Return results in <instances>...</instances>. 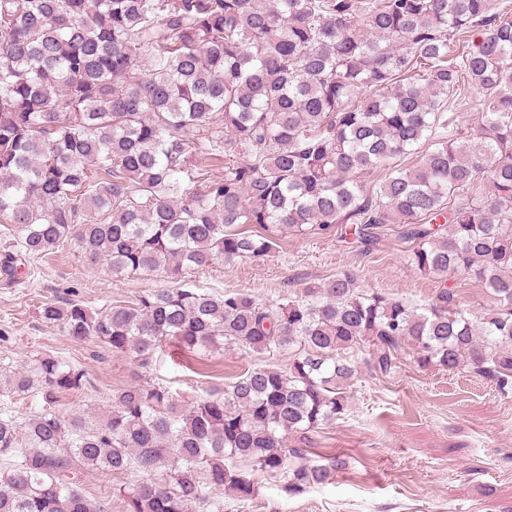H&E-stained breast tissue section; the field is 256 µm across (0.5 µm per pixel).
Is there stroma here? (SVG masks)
Returning a JSON list of instances; mask_svg holds the SVG:
<instances>
[{
  "instance_id": "stroma-1",
  "label": "stroma",
  "mask_w": 512,
  "mask_h": 512,
  "mask_svg": "<svg viewBox=\"0 0 512 512\" xmlns=\"http://www.w3.org/2000/svg\"><path fill=\"white\" fill-rule=\"evenodd\" d=\"M387 225L372 253L336 234L283 233L262 259L216 262L186 271L190 284L208 291L244 290L266 302L295 296L307 282L332 279L345 269L359 275L361 291H382L413 305L426 304L440 283L409 261L411 243ZM25 283L0 288V369L48 354L82 367L87 389L67 395L62 407L84 414L106 410L113 390L132 383L131 356L97 342L76 343L44 321L42 304L82 302L101 311L164 284L160 272L114 275L91 263L74 245L32 259ZM358 371L345 414L312 435L318 454H341L347 470L328 484L288 496L281 479L255 472L256 494L241 504L225 499L224 512H512V390L501 392L467 369H421L403 356L396 372L378 376L367 365L368 347L351 353ZM288 353L249 354L235 349L191 356L166 345L151 378L186 396L224 387L247 368H287Z\"/></svg>"
}]
</instances>
